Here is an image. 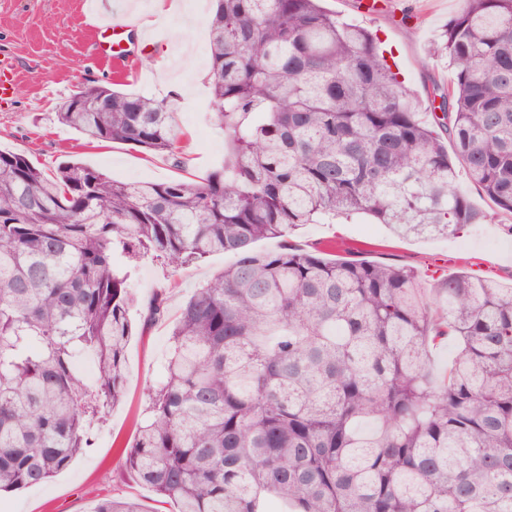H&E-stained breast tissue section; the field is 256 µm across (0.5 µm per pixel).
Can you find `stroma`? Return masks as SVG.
<instances>
[{
  "label": "stroma",
  "mask_w": 512,
  "mask_h": 512,
  "mask_svg": "<svg viewBox=\"0 0 512 512\" xmlns=\"http://www.w3.org/2000/svg\"><path fill=\"white\" fill-rule=\"evenodd\" d=\"M89 13L84 0H0V58L14 65V95L0 106V150L21 151L42 171L51 173L66 160L77 159L124 182H163L197 178L224 163V133L210 104L207 73L210 57L209 21L214 0H174L177 9L155 21L154 0H95ZM463 0H386L383 12L361 13L357 0H327L329 10L348 22L377 32L388 61L397 65L400 80L418 101L420 118L431 122L428 99L432 85H448L452 71L446 58L432 55L450 18ZM194 16L195 25L183 23ZM134 20L130 61L122 68L93 56L90 31L96 19ZM193 67H184L185 57ZM118 83L121 91L161 99L175 96L176 130L187 141L185 165L120 143L92 146L78 132L60 124L59 104L78 87ZM458 188L479 211L493 214L489 223L475 224L448 239L397 236L382 224H306L290 237L300 249L322 248L332 259H362L418 269L425 285L431 273L489 268L491 279L512 287V213L497 212L491 200L459 173ZM232 256H215L178 272L150 258L141 259L130 288L141 302L165 289L169 319L132 336L127 349V385L123 401L94 428L93 445L48 484L0 495V512H89L102 498L139 500L154 508L150 489L126 473L122 452L136 434L147 407L146 385L164 375L171 318L196 287Z\"/></svg>",
  "instance_id": "35a3bbf8"
}]
</instances>
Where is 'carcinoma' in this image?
<instances>
[{
	"label": "carcinoma",
	"mask_w": 512,
	"mask_h": 512,
	"mask_svg": "<svg viewBox=\"0 0 512 512\" xmlns=\"http://www.w3.org/2000/svg\"><path fill=\"white\" fill-rule=\"evenodd\" d=\"M433 51L426 125L375 36L322 0H217L207 81L224 166L119 182L46 175L0 150V492L39 486L91 446L124 394L134 262H234L181 306L125 470L176 512H512V288L457 272L293 248L303 224L368 217L448 238L492 219L457 164L512 213V0H463ZM169 99L95 89L58 121L184 164ZM454 153H448V144ZM278 239L276 251L255 243ZM451 339L437 370L431 352ZM96 360L92 384L77 355ZM90 512H147L103 498Z\"/></svg>",
	"instance_id": "carcinoma-1"
}]
</instances>
